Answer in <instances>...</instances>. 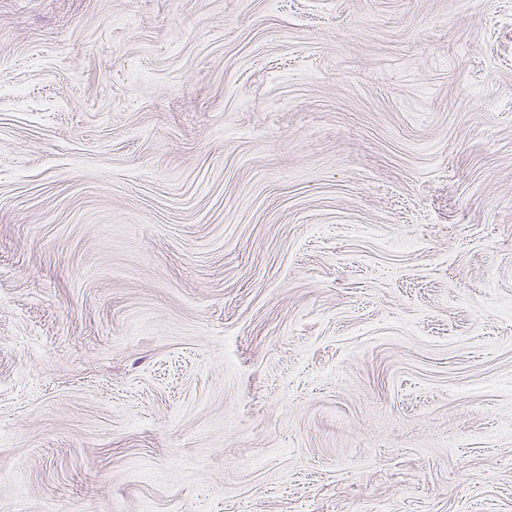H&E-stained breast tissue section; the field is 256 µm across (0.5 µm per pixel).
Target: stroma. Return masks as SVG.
<instances>
[{"label":"stroma","instance_id":"stroma-1","mask_svg":"<svg viewBox=\"0 0 512 512\" xmlns=\"http://www.w3.org/2000/svg\"><path fill=\"white\" fill-rule=\"evenodd\" d=\"M0 512H512V0H0Z\"/></svg>","mask_w":512,"mask_h":512}]
</instances>
